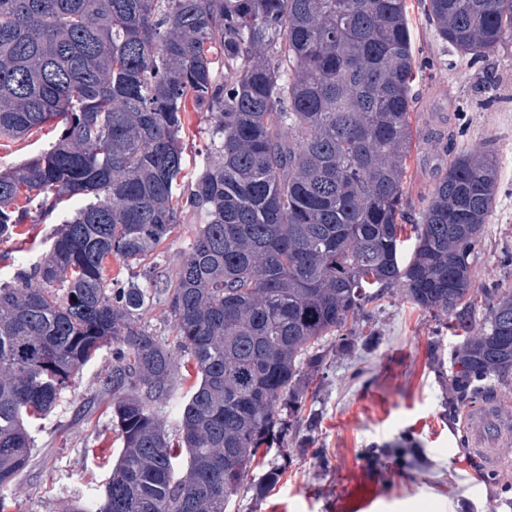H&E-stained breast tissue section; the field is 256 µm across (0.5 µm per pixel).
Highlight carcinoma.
<instances>
[{
	"mask_svg": "<svg viewBox=\"0 0 512 512\" xmlns=\"http://www.w3.org/2000/svg\"><path fill=\"white\" fill-rule=\"evenodd\" d=\"M428 16L464 56L512 37V0H429ZM415 68L406 0H0V140L58 130L0 170V243L59 225L0 285V486L30 466L27 419L104 347L122 448L99 500L67 512H227L302 413L322 344H348L392 288L466 333L456 403L512 372V288L488 292L478 334L465 314L493 150L450 160L403 257ZM189 99L206 144L183 187ZM188 212L190 247L161 274L145 260ZM112 258L142 282L110 277ZM158 303L171 341L143 322ZM185 367L173 440L154 403Z\"/></svg>",
	"mask_w": 512,
	"mask_h": 512,
	"instance_id": "1",
	"label": "carcinoma"
}]
</instances>
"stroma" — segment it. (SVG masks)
Returning <instances> with one entry per match:
<instances>
[{
    "instance_id": "35a3bbf8",
    "label": "stroma",
    "mask_w": 512,
    "mask_h": 512,
    "mask_svg": "<svg viewBox=\"0 0 512 512\" xmlns=\"http://www.w3.org/2000/svg\"><path fill=\"white\" fill-rule=\"evenodd\" d=\"M416 54L410 100L413 142L403 209L416 223L449 161L463 150L494 148L498 190L473 262L468 309L472 332L486 325L488 288L512 286V39L481 58L442 43L424 0H407ZM182 222L151 256L160 271L178 268L199 224ZM50 225L23 224L0 244V283L35 261ZM355 324L351 349L326 342L325 366L299 420L268 461L281 464L263 496L238 495L231 512H512V443L504 465L484 471L467 446L469 404L449 407L452 353L462 339L405 298L400 289L370 304ZM112 352L102 353L64 390L56 407L32 421L33 461L0 489L6 512H66L70 499L99 495L121 446L112 427V394L102 381ZM408 439L417 459L372 461L374 449Z\"/></svg>"
}]
</instances>
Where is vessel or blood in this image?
I'll use <instances>...</instances> for the list:
<instances>
[{
  "label": "vessel or blood",
  "mask_w": 512,
  "mask_h": 512,
  "mask_svg": "<svg viewBox=\"0 0 512 512\" xmlns=\"http://www.w3.org/2000/svg\"><path fill=\"white\" fill-rule=\"evenodd\" d=\"M470 447L489 469L500 462L501 443L512 440V416L506 415L498 404L475 407L469 417Z\"/></svg>",
  "instance_id": "vessel-or-blood-1"
}]
</instances>
